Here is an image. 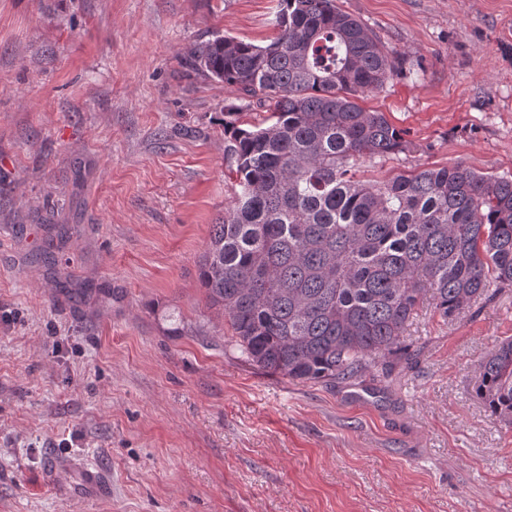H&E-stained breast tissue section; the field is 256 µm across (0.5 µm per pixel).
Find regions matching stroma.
I'll list each match as a JSON object with an SVG mask.
<instances>
[{"instance_id":"stroma-1","label":"stroma","mask_w":512,"mask_h":512,"mask_svg":"<svg viewBox=\"0 0 512 512\" xmlns=\"http://www.w3.org/2000/svg\"><path fill=\"white\" fill-rule=\"evenodd\" d=\"M336 4L402 61L360 104L410 148L367 177L512 176V0ZM275 12L0 0V512H512V429L472 392L512 288L448 321L421 309L370 393L258 370L206 302L231 95L188 58L216 33L269 43Z\"/></svg>"}]
</instances>
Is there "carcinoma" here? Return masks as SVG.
Wrapping results in <instances>:
<instances>
[{"label": "carcinoma", "instance_id": "obj_1", "mask_svg": "<svg viewBox=\"0 0 512 512\" xmlns=\"http://www.w3.org/2000/svg\"><path fill=\"white\" fill-rule=\"evenodd\" d=\"M260 46L214 35L196 70L256 103L267 126L224 121L233 204L199 264L231 345L259 370L301 382L377 376L402 353L420 306L448 319L512 287V178L462 163L382 181L357 176L409 149L358 98L401 62L336 0H277ZM474 392L512 428V339L483 361Z\"/></svg>", "mask_w": 512, "mask_h": 512}]
</instances>
